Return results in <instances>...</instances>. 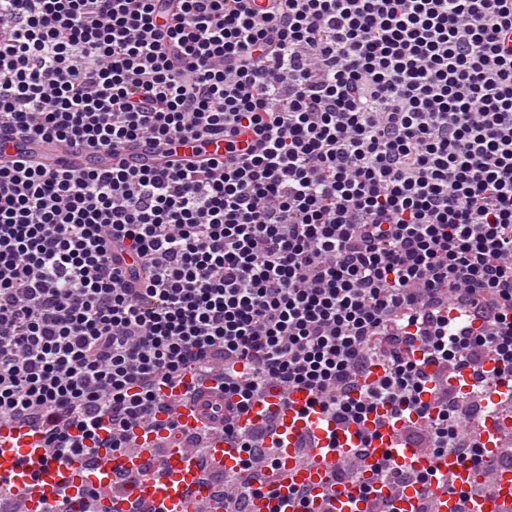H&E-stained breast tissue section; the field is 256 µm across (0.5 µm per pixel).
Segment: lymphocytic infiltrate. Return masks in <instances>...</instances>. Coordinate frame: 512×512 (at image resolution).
<instances>
[{
    "label": "lymphocytic infiltrate",
    "instance_id": "obj_1",
    "mask_svg": "<svg viewBox=\"0 0 512 512\" xmlns=\"http://www.w3.org/2000/svg\"><path fill=\"white\" fill-rule=\"evenodd\" d=\"M253 2L0 0V126L224 138L161 170L0 159V422H50L54 457L106 418L131 444L188 368L228 431L275 381L339 423L399 400L451 452L414 342L512 383V0Z\"/></svg>",
    "mask_w": 512,
    "mask_h": 512
}]
</instances>
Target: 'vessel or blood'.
<instances>
[{
  "mask_svg": "<svg viewBox=\"0 0 512 512\" xmlns=\"http://www.w3.org/2000/svg\"><path fill=\"white\" fill-rule=\"evenodd\" d=\"M9 158L30 157L51 167L76 165L110 170L120 162L131 168H159L158 150L141 142L102 147L28 141L13 131H0ZM172 153L190 157L203 153L222 157L224 141L188 140L172 145ZM195 379L184 371L180 383L156 389L161 410L141 430L135 450L113 447L108 431H100L95 457L77 453L62 459L47 455V431L0 422V490L9 491L17 512H54L65 503L68 512H224L222 497L214 494L209 473L238 475L244 460L241 437L261 435L275 419L286 441L274 452L276 465L287 475V488L278 497L255 494L250 512H378L386 501L392 512H512V470L498 460L512 441V385L490 382L487 395L494 412L477 427L483 465H463L456 455L431 454L413 436V425L397 417L393 402L378 406L379 422L365 426L339 424L311 411L310 391L302 386L288 394L273 388L255 398L225 434L223 396L198 391L187 394ZM474 383L469 367H448L439 376L442 389L467 396ZM214 432L205 458L188 451L189 439L203 424ZM418 473H431L427 484L396 490L383 482L377 468L384 459ZM304 490L306 507L289 505L288 488Z\"/></svg>",
  "mask_w": 512,
  "mask_h": 512,
  "instance_id": "b4317fda",
  "label": "vessel or blood"
}]
</instances>
